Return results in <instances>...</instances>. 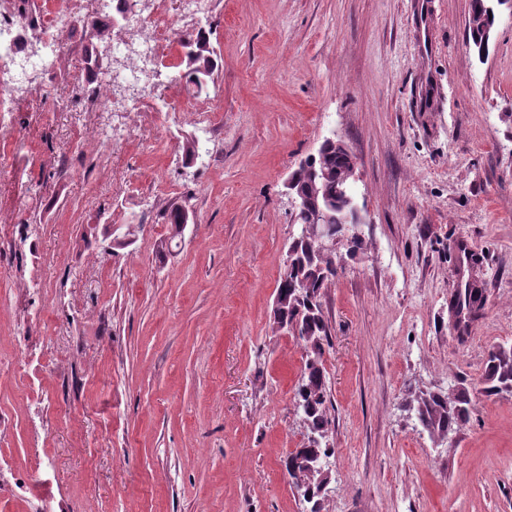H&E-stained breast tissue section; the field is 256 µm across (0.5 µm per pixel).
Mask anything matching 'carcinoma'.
Masks as SVG:
<instances>
[{
  "mask_svg": "<svg viewBox=\"0 0 512 512\" xmlns=\"http://www.w3.org/2000/svg\"><path fill=\"white\" fill-rule=\"evenodd\" d=\"M512 9V0H471L467 28V45L479 60L488 57L496 26L498 9ZM85 37V64L90 74H105L102 55L94 41L122 30L118 17L102 21H87ZM185 54L186 70L178 80L201 90L213 80L217 68L214 50L208 32H187L177 39ZM347 155L324 142L317 154L311 157L299 171L292 174L299 199L309 208L336 205V188L351 183ZM337 274L336 260L309 238L297 236L288 246V272L280 275L278 304L273 331L285 325L292 326L295 336L303 347V366L295 386V403L302 413V420L311 433L320 435V442L307 444L298 450L304 455L303 462L292 467L285 462L291 487L299 493L313 497L315 507L309 512H321L319 497L322 481L316 463L335 453L334 433L336 417L328 394L327 376L324 366L326 347L330 346V326L324 313L323 299ZM483 305L481 289L468 285L460 292L459 311L470 316ZM478 391L487 397L512 395V345H497L487 354L481 376L472 383L448 384V389L421 392L411 397L408 405L427 431L437 442L448 437L456 428L467 423L472 410L471 392Z\"/></svg>",
  "mask_w": 512,
  "mask_h": 512,
  "instance_id": "carcinoma-1",
  "label": "carcinoma"
}]
</instances>
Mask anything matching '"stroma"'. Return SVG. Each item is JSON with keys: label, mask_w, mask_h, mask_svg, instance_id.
<instances>
[{"label": "stroma", "mask_w": 512, "mask_h": 512, "mask_svg": "<svg viewBox=\"0 0 512 512\" xmlns=\"http://www.w3.org/2000/svg\"><path fill=\"white\" fill-rule=\"evenodd\" d=\"M470 0H213L203 91L137 113L16 91L0 160V512H36L15 473L67 512H307L288 453L303 349L272 330L297 233L285 180L327 138L356 160L362 251L324 298L336 415L321 512H512V397L473 396L434 444L406 401L473 381L512 344V10L485 61ZM211 116L203 132L195 113ZM196 140L197 161L182 146ZM44 156L32 166L29 144ZM189 210L184 233L159 221ZM484 303L459 320L458 291ZM39 360L15 376L18 356Z\"/></svg>", "instance_id": "obj_1"}]
</instances>
